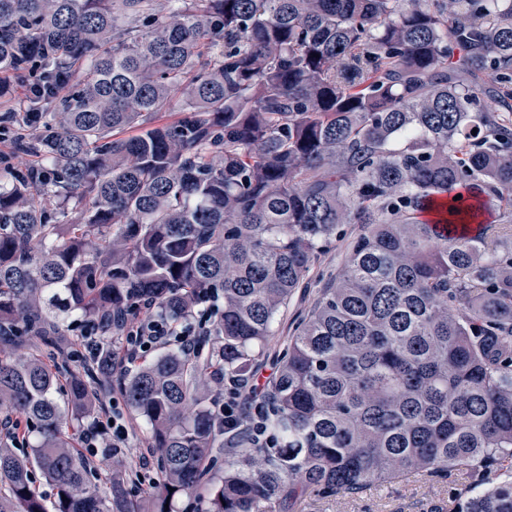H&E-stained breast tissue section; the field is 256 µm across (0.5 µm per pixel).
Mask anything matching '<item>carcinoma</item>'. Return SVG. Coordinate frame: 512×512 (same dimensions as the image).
<instances>
[{
  "label": "carcinoma",
  "mask_w": 512,
  "mask_h": 512,
  "mask_svg": "<svg viewBox=\"0 0 512 512\" xmlns=\"http://www.w3.org/2000/svg\"><path fill=\"white\" fill-rule=\"evenodd\" d=\"M2 68L48 111L13 120L41 163L0 175V409L36 437L0 444V512H288L452 468L478 483L448 512H512V472L490 480L512 459V0H0ZM346 224L263 402L277 444L241 436L218 467L213 397ZM209 293L204 360L120 378L157 480L100 487L72 440L112 375L102 319ZM70 311L101 341L63 409Z\"/></svg>",
  "instance_id": "obj_1"
}]
</instances>
